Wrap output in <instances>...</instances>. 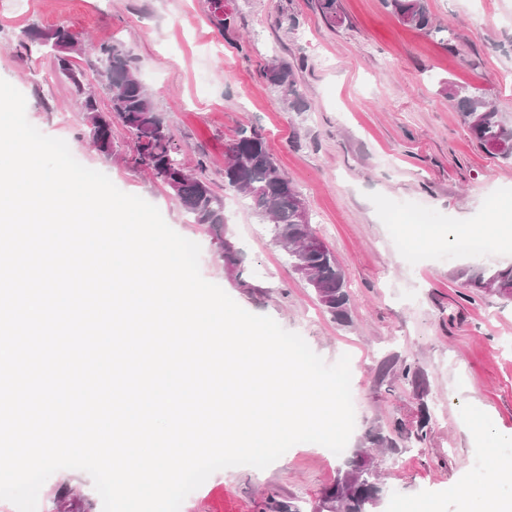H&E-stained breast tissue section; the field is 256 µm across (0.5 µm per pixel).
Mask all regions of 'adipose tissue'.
<instances>
[{"label": "adipose tissue", "instance_id": "ef3b65f1", "mask_svg": "<svg viewBox=\"0 0 512 512\" xmlns=\"http://www.w3.org/2000/svg\"><path fill=\"white\" fill-rule=\"evenodd\" d=\"M486 471L473 475L465 512H512V457L485 445Z\"/></svg>", "mask_w": 512, "mask_h": 512}]
</instances>
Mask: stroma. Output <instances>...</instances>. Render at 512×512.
<instances>
[{
    "instance_id": "35a3bbf8",
    "label": "stroma",
    "mask_w": 512,
    "mask_h": 512,
    "mask_svg": "<svg viewBox=\"0 0 512 512\" xmlns=\"http://www.w3.org/2000/svg\"><path fill=\"white\" fill-rule=\"evenodd\" d=\"M330 25L317 0H226L232 33L212 21V0H0V78L26 98L28 121L64 139L74 158L105 173L121 191L155 205L180 235L200 244L202 276L242 308L299 333L327 363L351 357L355 427L341 458L299 443L263 470L213 473L180 512H274L295 502L312 512L321 492L369 448L383 476L376 512H404L432 501L434 512H463L477 471L475 418L487 417L496 448L512 454V303L472 297L452 273L512 266L503 243L483 254L456 251L462 225L485 223L490 208L512 207V160L472 139L447 85L474 87L512 121V0H428L443 30L402 25L385 0H339ZM65 25L81 40L120 43L134 57L189 170H202L224 199L226 230L240 251L227 271L213 231L194 224L172 191L135 167L134 138L112 125V152L88 143L85 116L67 81L44 82L49 55L21 46L33 27ZM290 64L306 111L287 109L263 75L271 59ZM261 131L299 191L313 231L339 260L350 294L339 322L293 272L269 228L224 186L236 131ZM451 228L418 247L405 225ZM418 369L422 386L403 380ZM429 415L426 442L414 432ZM38 512H102L91 477L55 472Z\"/></svg>"
}]
</instances>
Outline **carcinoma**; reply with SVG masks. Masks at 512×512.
I'll use <instances>...</instances> for the list:
<instances>
[{"mask_svg": "<svg viewBox=\"0 0 512 512\" xmlns=\"http://www.w3.org/2000/svg\"><path fill=\"white\" fill-rule=\"evenodd\" d=\"M387 5L408 28L429 35L443 31L434 24L426 0H387ZM319 8L328 23L342 22L338 0H319ZM213 19L224 32L235 29V15L226 8L224 0H213ZM22 45L29 53L49 54L53 73L64 77L74 95L82 100L89 138L98 152L107 154L112 149V122L99 118V114L106 112L134 136V164L167 186L193 223L216 232L224 228V198L203 174L190 172L172 155L170 133L136 74L132 56L122 45L93 47L98 77L109 95L106 109L100 106L97 94L89 90L85 73L73 62V54L82 50V45L69 28L34 27L24 33ZM264 76L287 106L298 112L307 108L290 65L274 59L264 68ZM446 95L462 113L472 139L480 147L485 149L498 141L512 143V124L503 119L483 93L450 85ZM224 186L241 195L255 216L268 225L272 241L284 249L290 265L308 267L307 285L326 312L337 320L346 319L350 296L342 267L310 224L300 223L302 198L256 128H241L230 144ZM217 240L224 266L236 268L240 257L235 243L221 235ZM454 277L477 293L491 282L495 296L512 301V267L478 272L461 268ZM378 484L367 460H356L336 484L324 490L317 512H372L380 502Z\"/></svg>", "mask_w": 512, "mask_h": 512, "instance_id": "carcinoma-1", "label": "carcinoma"}]
</instances>
